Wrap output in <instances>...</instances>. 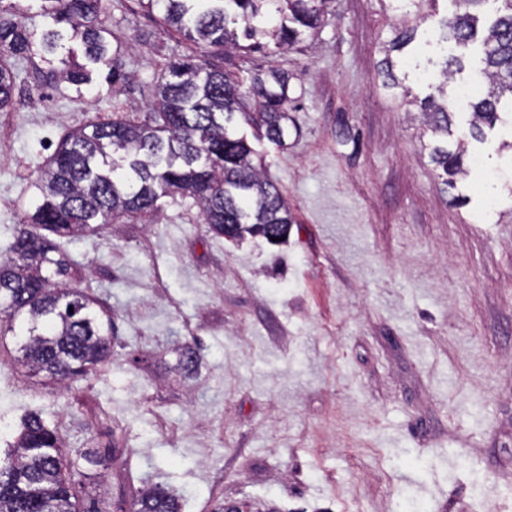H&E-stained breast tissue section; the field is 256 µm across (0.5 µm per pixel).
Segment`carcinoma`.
I'll return each instance as SVG.
<instances>
[{
	"mask_svg": "<svg viewBox=\"0 0 512 512\" xmlns=\"http://www.w3.org/2000/svg\"><path fill=\"white\" fill-rule=\"evenodd\" d=\"M497 3L496 14L480 30L483 6ZM54 22L82 44L89 61L105 65L112 90L125 81L122 57L127 45L111 44L102 0H45ZM145 10L195 45L196 54L169 62L156 84V101L143 118L94 120L66 135L46 160L35 188V207L14 225L7 257L0 261V316L26 318V340L16 361L54 380L74 382L96 373L111 356V341L93 310L94 301L69 286L70 263L58 244L37 231L77 238L103 224L122 219L152 220L159 200L180 196L199 207L209 230L232 239L262 237L267 242L288 236L294 222L288 202L254 163L255 151L232 125L243 121L278 147L288 135V102L293 75L276 66L247 76L224 67L237 50L261 51L269 36L278 50L299 44L316 33L333 0H139ZM409 0L401 13L404 24L384 48L380 71L395 86L391 53L414 38L423 3ZM456 12L443 20L445 39L466 49L482 47L483 89L472 103L470 136L481 141V125L499 119L503 100L512 106V0H453ZM278 4L279 27H262L267 6ZM18 7H0V112L15 104L18 72L15 62L32 54L34 34L21 21ZM248 41L243 45L240 40ZM59 79L76 89L91 83L84 66L60 59ZM464 69L461 57L445 60L422 107L433 134L448 136L451 112L447 85ZM464 149H432L431 159L446 175L445 183L465 176ZM179 367L191 376L200 358L187 348ZM74 463L62 454L56 426L42 413L21 419L14 441L0 458V512H96L78 508ZM178 495L162 486L139 492L134 512H182Z\"/></svg>",
	"mask_w": 512,
	"mask_h": 512,
	"instance_id": "carcinoma-1",
	"label": "carcinoma"
}]
</instances>
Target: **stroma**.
<instances>
[{
	"mask_svg": "<svg viewBox=\"0 0 512 512\" xmlns=\"http://www.w3.org/2000/svg\"><path fill=\"white\" fill-rule=\"evenodd\" d=\"M106 14L130 47L121 93L102 65L79 91L51 76L84 61L68 39L21 64L0 112V253L58 141L147 111L168 61L194 51L137 0ZM398 22L388 0H335L310 49L235 54L294 75L287 149L234 127L288 201L286 242L214 235L192 200L168 198L157 223L59 239L71 286L112 315V355L65 386L18 369L16 336L0 335V448L42 412L84 508L132 512L158 483L183 512H512V112L481 143L453 113L448 141L482 173L446 186L421 113L377 74ZM186 345L202 357L191 378L176 368Z\"/></svg>",
	"mask_w": 512,
	"mask_h": 512,
	"instance_id": "stroma-1",
	"label": "stroma"
}]
</instances>
